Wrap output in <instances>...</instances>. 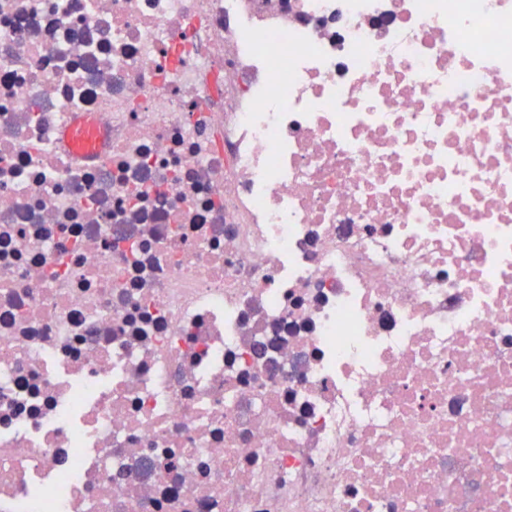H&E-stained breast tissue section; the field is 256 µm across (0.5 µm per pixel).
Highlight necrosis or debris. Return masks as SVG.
I'll return each instance as SVG.
<instances>
[{
	"label": "necrosis or debris",
	"mask_w": 512,
	"mask_h": 512,
	"mask_svg": "<svg viewBox=\"0 0 512 512\" xmlns=\"http://www.w3.org/2000/svg\"><path fill=\"white\" fill-rule=\"evenodd\" d=\"M0 512H512V0H0Z\"/></svg>",
	"instance_id": "1"
}]
</instances>
